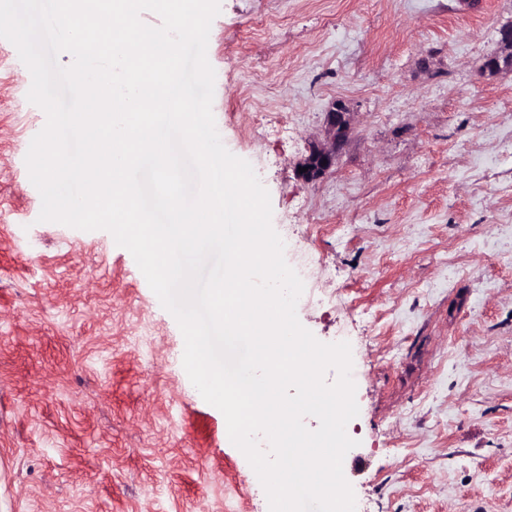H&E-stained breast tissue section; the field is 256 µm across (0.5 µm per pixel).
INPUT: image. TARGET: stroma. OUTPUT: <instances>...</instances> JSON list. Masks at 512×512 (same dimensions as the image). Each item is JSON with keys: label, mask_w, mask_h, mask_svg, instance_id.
I'll return each instance as SVG.
<instances>
[{"label": "stroma", "mask_w": 512, "mask_h": 512, "mask_svg": "<svg viewBox=\"0 0 512 512\" xmlns=\"http://www.w3.org/2000/svg\"><path fill=\"white\" fill-rule=\"evenodd\" d=\"M512 0H221L225 147L270 194L301 324L349 342L356 512H512ZM0 39V512H269L184 338L105 230L39 221L46 124ZM335 169L296 174L334 102Z\"/></svg>", "instance_id": "obj_1"}]
</instances>
